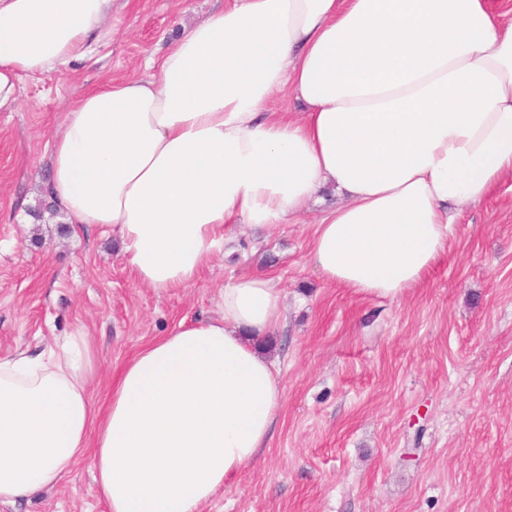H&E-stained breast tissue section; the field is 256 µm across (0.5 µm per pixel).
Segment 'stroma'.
<instances>
[{
    "instance_id": "35a3bbf8",
    "label": "stroma",
    "mask_w": 512,
    "mask_h": 512,
    "mask_svg": "<svg viewBox=\"0 0 512 512\" xmlns=\"http://www.w3.org/2000/svg\"><path fill=\"white\" fill-rule=\"evenodd\" d=\"M225 0H115L112 40L63 74L27 77L0 112V357L35 352L74 326L96 353V403L122 367L180 322L218 314L225 283L266 275L284 322L261 339L283 387L263 452L202 512H512V174L451 226L448 251L396 300L322 279L315 228L326 187L275 229L232 224L186 288L134 284L121 246L49 210L53 131L84 92L147 76L182 30ZM0 512H106L88 460Z\"/></svg>"
}]
</instances>
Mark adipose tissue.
Here are the masks:
<instances>
[{"mask_svg": "<svg viewBox=\"0 0 512 512\" xmlns=\"http://www.w3.org/2000/svg\"><path fill=\"white\" fill-rule=\"evenodd\" d=\"M113 0H0V112L111 38ZM147 78L78 98L54 134L47 196L116 237L134 280L193 283L230 224L273 228L326 186V282L382 299L420 284L456 216L512 173V22L487 0H226ZM286 91L301 118L268 110ZM220 314L124 366L103 406L82 330L0 358V502L90 458L108 512H200L255 461L282 399L255 345L282 323L266 277L228 282Z\"/></svg>", "mask_w": 512, "mask_h": 512, "instance_id": "ef3b65f1", "label": "adipose tissue"}]
</instances>
